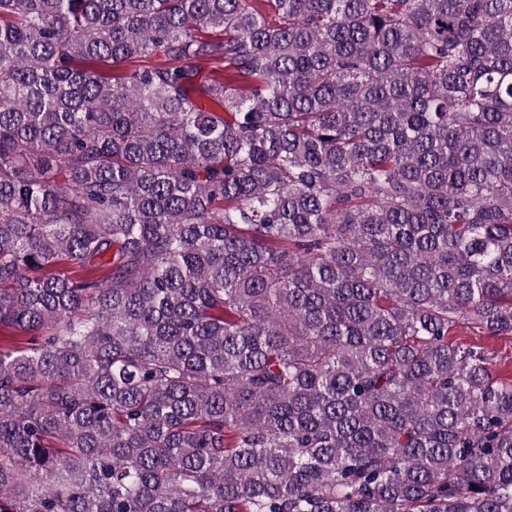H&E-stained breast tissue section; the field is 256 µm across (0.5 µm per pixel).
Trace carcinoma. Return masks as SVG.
Wrapping results in <instances>:
<instances>
[{
  "label": "carcinoma",
  "instance_id": "obj_1",
  "mask_svg": "<svg viewBox=\"0 0 512 512\" xmlns=\"http://www.w3.org/2000/svg\"><path fill=\"white\" fill-rule=\"evenodd\" d=\"M460 323L512 335V0H0V512H512Z\"/></svg>",
  "mask_w": 512,
  "mask_h": 512
}]
</instances>
